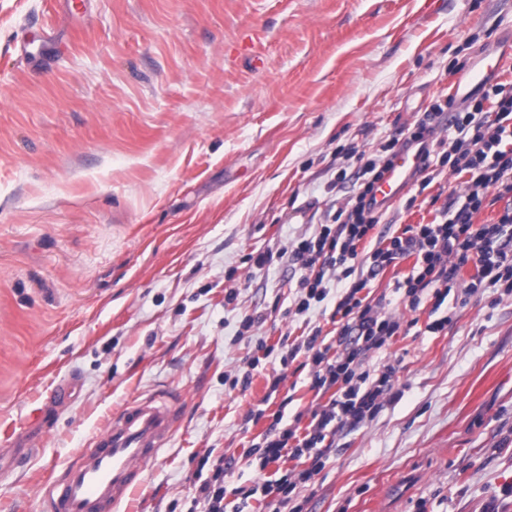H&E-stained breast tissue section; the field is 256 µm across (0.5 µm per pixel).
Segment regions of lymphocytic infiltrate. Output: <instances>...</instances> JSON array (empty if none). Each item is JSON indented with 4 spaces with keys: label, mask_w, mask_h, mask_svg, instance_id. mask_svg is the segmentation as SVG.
Returning a JSON list of instances; mask_svg holds the SVG:
<instances>
[{
    "label": "lymphocytic infiltrate",
    "mask_w": 512,
    "mask_h": 512,
    "mask_svg": "<svg viewBox=\"0 0 512 512\" xmlns=\"http://www.w3.org/2000/svg\"><path fill=\"white\" fill-rule=\"evenodd\" d=\"M446 113L452 120L443 135L439 120ZM412 146L421 155L416 171L421 186L444 172L464 173L468 176L464 192L450 198L438 220L381 235L376 248L359 251L361 241L380 220L375 183L396 154ZM356 177L357 192L337 207L331 223L322 225L317 235L301 239L292 252L301 272L297 314L307 313L312 304L326 298L329 280L345 279L349 286L337 294L332 314L341 351L329 354L316 327L281 354L286 366L306 353L309 388L324 400L312 411L305 430L274 423L255 445L263 468L285 456L311 459V468L277 481L274 491L284 503L297 484L309 482L322 468L325 443L338 429L364 423L404 395L397 365L387 363L371 372L362 367L363 356L385 351L402 331L401 323L382 304L362 297L370 277L396 260L413 258L411 272L396 281L394 291L414 312L426 299L441 306L454 288L466 298L481 288L512 294V87L500 82L488 85L481 96L461 106L450 97L436 101L412 128L362 161ZM493 205L499 208L496 220L477 223V215ZM469 264L476 273L466 281L461 271Z\"/></svg>",
    "instance_id": "1"
}]
</instances>
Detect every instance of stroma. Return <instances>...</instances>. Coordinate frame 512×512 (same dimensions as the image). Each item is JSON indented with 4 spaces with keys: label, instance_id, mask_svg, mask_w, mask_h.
<instances>
[{
    "label": "stroma",
    "instance_id": "obj_1",
    "mask_svg": "<svg viewBox=\"0 0 512 512\" xmlns=\"http://www.w3.org/2000/svg\"><path fill=\"white\" fill-rule=\"evenodd\" d=\"M486 55L512 79V0H0V512H40L48 476L161 386L183 392L182 420L133 507L188 512L207 456L224 512H290L262 489L311 460L262 469L249 448L274 418L308 424V373L276 346L315 325L337 345L340 287L296 315L291 251L355 191L336 183L358 169L339 148L376 154L463 99L459 67ZM464 182L407 185L378 231L432 222ZM412 265L368 285L403 323L429 315L393 291ZM459 300L441 335L365 357L400 363L404 396L337 431L291 505L512 512V295Z\"/></svg>",
    "mask_w": 512,
    "mask_h": 512
}]
</instances>
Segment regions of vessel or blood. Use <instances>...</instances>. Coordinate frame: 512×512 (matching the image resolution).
<instances>
[{
  "mask_svg": "<svg viewBox=\"0 0 512 512\" xmlns=\"http://www.w3.org/2000/svg\"><path fill=\"white\" fill-rule=\"evenodd\" d=\"M420 164L417 151L399 153L376 185L377 206L397 200ZM181 406V394L162 386L115 410L88 447L47 484L43 512H120L143 486L147 465L170 444Z\"/></svg>",
  "mask_w": 512,
  "mask_h": 512,
  "instance_id": "obj_1",
  "label": "vessel or blood"
}]
</instances>
